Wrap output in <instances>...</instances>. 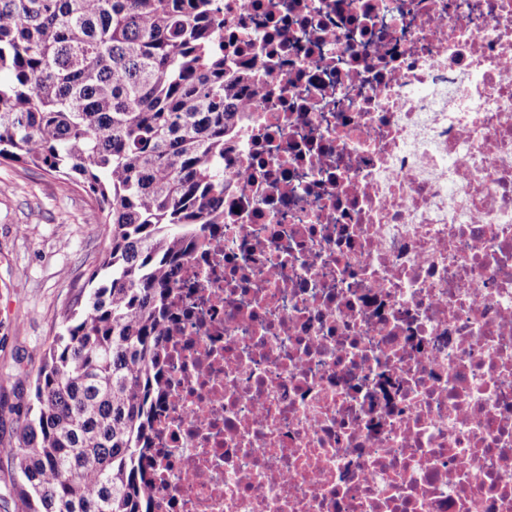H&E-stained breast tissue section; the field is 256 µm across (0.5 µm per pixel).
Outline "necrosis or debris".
I'll list each match as a JSON object with an SVG mask.
<instances>
[{
  "mask_svg": "<svg viewBox=\"0 0 512 512\" xmlns=\"http://www.w3.org/2000/svg\"><path fill=\"white\" fill-rule=\"evenodd\" d=\"M250 103L180 271L151 512H512V0H221Z\"/></svg>",
  "mask_w": 512,
  "mask_h": 512,
  "instance_id": "obj_1",
  "label": "necrosis or debris"
}]
</instances>
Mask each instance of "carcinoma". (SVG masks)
I'll return each instance as SVG.
<instances>
[{
	"label": "carcinoma",
	"instance_id": "carcinoma-1",
	"mask_svg": "<svg viewBox=\"0 0 512 512\" xmlns=\"http://www.w3.org/2000/svg\"><path fill=\"white\" fill-rule=\"evenodd\" d=\"M0 161L80 184L111 249L7 449L25 512H149L144 455L181 267L224 223L248 74L215 0H0Z\"/></svg>",
	"mask_w": 512,
	"mask_h": 512
}]
</instances>
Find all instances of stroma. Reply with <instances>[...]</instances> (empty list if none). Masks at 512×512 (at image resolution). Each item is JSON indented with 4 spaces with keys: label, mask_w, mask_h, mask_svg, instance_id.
<instances>
[{
    "label": "stroma",
    "mask_w": 512,
    "mask_h": 512,
    "mask_svg": "<svg viewBox=\"0 0 512 512\" xmlns=\"http://www.w3.org/2000/svg\"><path fill=\"white\" fill-rule=\"evenodd\" d=\"M80 185L0 164V448L17 440L47 345L110 246Z\"/></svg>",
    "instance_id": "obj_1"
}]
</instances>
